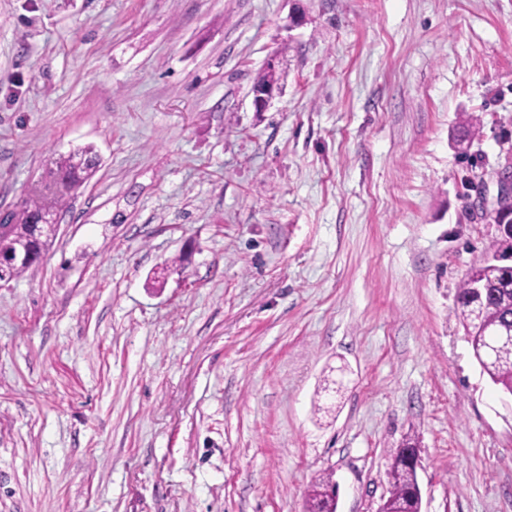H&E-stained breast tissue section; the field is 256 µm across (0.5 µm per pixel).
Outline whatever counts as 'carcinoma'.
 I'll use <instances>...</instances> for the list:
<instances>
[{
  "mask_svg": "<svg viewBox=\"0 0 512 512\" xmlns=\"http://www.w3.org/2000/svg\"><path fill=\"white\" fill-rule=\"evenodd\" d=\"M93 157L91 149H80L59 159L46 171L44 188L53 205L62 206L92 176L97 167ZM41 205L40 198L24 199L19 209L9 213L8 233L0 239V249L6 251L12 241L29 237L31 217ZM475 278L484 285L480 295L472 288ZM456 303L460 323L481 370L500 391L512 394V349L500 343L493 352L487 348L495 342L490 331L512 329V265L488 257L473 265L459 283ZM417 450V441L409 437L391 451L387 471L389 495L379 505L380 512H421L416 468L409 460ZM337 508L338 484L333 474H326L309 487L307 512H337Z\"/></svg>",
  "mask_w": 512,
  "mask_h": 512,
  "instance_id": "obj_1",
  "label": "carcinoma"
}]
</instances>
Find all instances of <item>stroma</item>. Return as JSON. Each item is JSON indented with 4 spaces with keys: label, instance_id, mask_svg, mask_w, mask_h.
I'll list each match as a JSON object with an SVG mask.
<instances>
[{
    "label": "stroma",
    "instance_id": "1",
    "mask_svg": "<svg viewBox=\"0 0 512 512\" xmlns=\"http://www.w3.org/2000/svg\"><path fill=\"white\" fill-rule=\"evenodd\" d=\"M84 147L0 281V512H306L326 472L377 512L410 435L423 512H512V399L455 303L512 0H0V212ZM90 148L80 149L55 162L44 176V188L54 206L61 207L92 176L97 164Z\"/></svg>",
    "mask_w": 512,
    "mask_h": 512
}]
</instances>
